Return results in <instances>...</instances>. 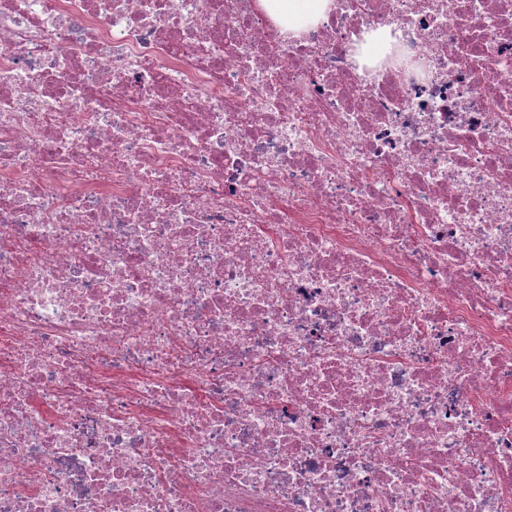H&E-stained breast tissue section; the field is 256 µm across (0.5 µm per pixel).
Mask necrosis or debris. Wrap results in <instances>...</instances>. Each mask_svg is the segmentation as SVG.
<instances>
[{
  "mask_svg": "<svg viewBox=\"0 0 512 512\" xmlns=\"http://www.w3.org/2000/svg\"><path fill=\"white\" fill-rule=\"evenodd\" d=\"M280 29L0 0V512H512V0Z\"/></svg>",
  "mask_w": 512,
  "mask_h": 512,
  "instance_id": "1",
  "label": "necrosis or debris"
}]
</instances>
